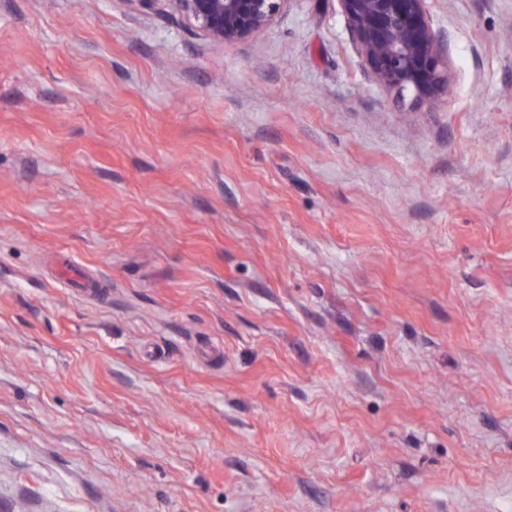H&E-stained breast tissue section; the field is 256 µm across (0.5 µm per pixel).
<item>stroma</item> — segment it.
I'll return each mask as SVG.
<instances>
[{
	"label": "stroma",
	"mask_w": 512,
	"mask_h": 512,
	"mask_svg": "<svg viewBox=\"0 0 512 512\" xmlns=\"http://www.w3.org/2000/svg\"><path fill=\"white\" fill-rule=\"evenodd\" d=\"M426 6L432 106L338 0H0V512H512V0ZM192 31L214 46L256 38L274 24L289 0H169Z\"/></svg>",
	"instance_id": "stroma-1"
}]
</instances>
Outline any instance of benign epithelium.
<instances>
[{"instance_id": "1", "label": "benign epithelium", "mask_w": 512, "mask_h": 512, "mask_svg": "<svg viewBox=\"0 0 512 512\" xmlns=\"http://www.w3.org/2000/svg\"><path fill=\"white\" fill-rule=\"evenodd\" d=\"M192 31L214 46L256 38L289 0H169ZM346 26L375 83L435 103L448 93V43L426 0H339Z\"/></svg>"}]
</instances>
